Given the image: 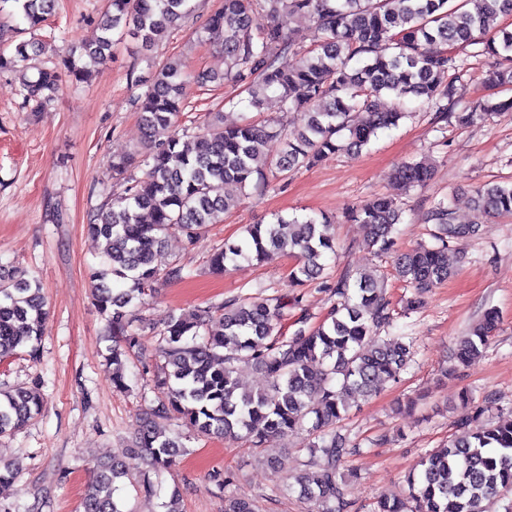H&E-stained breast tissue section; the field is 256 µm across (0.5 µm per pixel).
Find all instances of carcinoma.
Returning a JSON list of instances; mask_svg holds the SVG:
<instances>
[{
  "mask_svg": "<svg viewBox=\"0 0 512 512\" xmlns=\"http://www.w3.org/2000/svg\"><path fill=\"white\" fill-rule=\"evenodd\" d=\"M28 29L41 28L55 0H14ZM190 0H109L98 23L100 35L84 47L87 61L61 59L58 67L24 74L30 52L41 44L22 40L12 48L0 44V70L22 73L20 93L46 108L60 92L63 76L81 82L91 67L107 61L117 41L130 38L148 48L181 26L191 14ZM283 12L311 22L310 45L304 47L273 24ZM264 14L272 24L254 22ZM512 15V0H221L206 30L224 52V78L247 90V108L263 110L268 92L279 93L282 111L293 112L288 126L243 117L226 126L210 123L197 131L185 125L188 91L215 80L180 61L164 63L135 100L141 115L146 153L143 176L129 174L134 158L112 160V173L124 181L121 194L108 199L86 224L87 233L104 241L99 265L90 269L94 296L107 317L112 345V384L128 388L124 362L140 349L134 328L138 301L160 281L180 279L184 266L161 260L164 237L179 233L196 240L212 224L222 222L234 198L247 188L267 192L275 187L262 174L274 166L279 176L308 167L341 149L347 137L357 151L381 130L398 125L407 103L418 109L446 112L463 104L458 121L465 125L512 112V99L462 103L468 67L453 54L457 46L477 45L476 55L510 62L493 72L498 85H512V30L499 19ZM299 57L288 69L282 60ZM388 94L394 105L379 110ZM425 162L397 166L392 178L403 188L423 187L432 180ZM473 208L487 222L512 215V182L475 187ZM348 218L363 225L375 253L393 259L397 279L423 292L457 273L450 243L477 234L478 223H455L453 210L439 201L427 214L435 224V244L406 252L395 249L396 226L403 211L386 196L352 210ZM238 242L213 252L216 272L239 259L264 260L282 251L295 258L289 273L302 286L326 279V260L336 253L334 221L326 216L276 217L271 224H252ZM336 304L316 326L288 337L284 332L289 304L279 297L233 299L172 316L159 333L163 362L140 387L144 409L139 416L135 463L112 462L97 468L84 494L83 512H121L115 498L117 481L130 466L156 476L174 462L183 447L155 425L175 418L204 437H240L260 448L307 430L313 475L298 481L300 495L312 512H359L348 498L344 468L356 445L336 434L350 401L377 393L379 383L395 381L411 359V347L400 337L380 341L374 332L392 326L391 302L384 283L359 273L325 284ZM40 282L22 272L0 277V360L26 351L40 355L46 311ZM500 321L495 308L456 343L453 374L486 347ZM249 363L262 372L266 385L247 390L236 376V364ZM162 387L159 405L148 401V386ZM494 399L471 408L454 421L444 447L420 461L407 477L405 498L380 496L371 512H512V418L487 422ZM41 395L26 387L0 390V437L37 418ZM311 426H306V423ZM212 481L224 495L225 512H257V505L230 493L234 475L216 470Z\"/></svg>",
  "mask_w": 512,
  "mask_h": 512,
  "instance_id": "cac0c4a2",
  "label": "carcinoma"
}]
</instances>
